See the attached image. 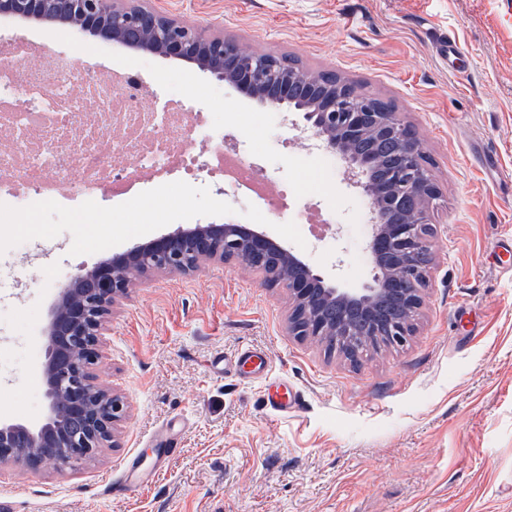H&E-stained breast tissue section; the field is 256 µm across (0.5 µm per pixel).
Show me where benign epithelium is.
<instances>
[{
    "instance_id": "1",
    "label": "benign epithelium",
    "mask_w": 512,
    "mask_h": 512,
    "mask_svg": "<svg viewBox=\"0 0 512 512\" xmlns=\"http://www.w3.org/2000/svg\"><path fill=\"white\" fill-rule=\"evenodd\" d=\"M0 15L57 22L123 44L133 32L136 48L192 63L263 105L302 112L312 144L337 154L359 175L357 185L374 217L366 242L371 277L360 288L340 287L259 226L232 223L179 229L78 273L60 289L45 331L46 417L37 425L0 421V467L68 465L117 444L127 405L96 380L93 368L112 305L142 267L148 274L182 275L212 263L256 270L267 287L288 291L289 334L330 341L353 362L359 360L361 342L407 343L432 268L420 259L435 257L431 212L439 187L421 140L398 113L377 111L370 95L322 92L314 74L283 72L275 54L246 52L197 23L126 0H0ZM370 130L392 147L387 192L373 184L376 153L352 148Z\"/></svg>"
}]
</instances>
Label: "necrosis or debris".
<instances>
[{
	"label": "necrosis or debris",
	"mask_w": 512,
	"mask_h": 512,
	"mask_svg": "<svg viewBox=\"0 0 512 512\" xmlns=\"http://www.w3.org/2000/svg\"><path fill=\"white\" fill-rule=\"evenodd\" d=\"M162 82L127 70L90 83L82 61L59 54L24 68L0 65V134L12 144L0 153V200L53 201L64 186L91 206L104 188L129 192L141 173L186 183L205 175L254 210L289 213L301 230L314 223L304 193L287 181L270 187L257 159L225 138L210 139L208 151L197 153L204 113L146 107Z\"/></svg>",
	"instance_id": "obj_1"
}]
</instances>
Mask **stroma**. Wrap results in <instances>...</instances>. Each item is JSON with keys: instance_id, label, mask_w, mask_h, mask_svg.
<instances>
[{"instance_id": "35a3bbf8", "label": "stroma", "mask_w": 512, "mask_h": 512, "mask_svg": "<svg viewBox=\"0 0 512 512\" xmlns=\"http://www.w3.org/2000/svg\"><path fill=\"white\" fill-rule=\"evenodd\" d=\"M224 33L248 52L333 71L392 100L413 126L440 195L436 260L408 342L351 364L313 338L289 335L286 290L232 265L142 278L112 308L95 372L128 413L118 444L57 467L0 469L17 512H512V9L504 0H144ZM28 41L89 59L92 80L136 67L164 75L148 106L193 103L211 128L259 155L272 179L335 216L304 244L288 216L257 214L287 246L346 288L370 277L348 238L363 198L346 171L305 158L293 127L273 123L235 87L183 61L86 39L71 28L0 17V47ZM461 51L449 58L448 45ZM221 181L146 180L92 209L0 205L15 244L0 254V417L39 422L43 330L62 283L134 245L194 224L239 221ZM262 351L258 380L215 373L216 355ZM295 399L266 403L269 383ZM175 421L180 445L152 483L113 496L125 458L152 456Z\"/></svg>"}]
</instances>
